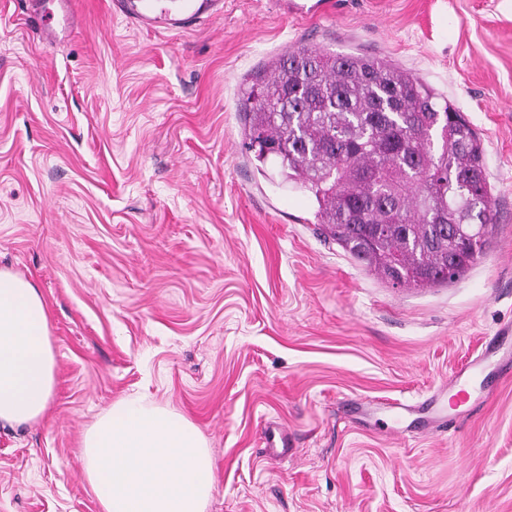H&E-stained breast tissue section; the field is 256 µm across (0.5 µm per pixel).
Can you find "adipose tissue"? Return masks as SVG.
<instances>
[{
  "label": "adipose tissue",
  "instance_id": "1",
  "mask_svg": "<svg viewBox=\"0 0 512 512\" xmlns=\"http://www.w3.org/2000/svg\"><path fill=\"white\" fill-rule=\"evenodd\" d=\"M55 353L38 288L0 268V425L45 418L55 387Z\"/></svg>",
  "mask_w": 512,
  "mask_h": 512
}]
</instances>
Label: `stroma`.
I'll use <instances>...</instances> for the list:
<instances>
[{
    "mask_svg": "<svg viewBox=\"0 0 512 512\" xmlns=\"http://www.w3.org/2000/svg\"><path fill=\"white\" fill-rule=\"evenodd\" d=\"M77 3L50 46L0 0V268L39 288L56 355L47 419L0 427V512H101L83 436L130 396L206 437L207 512H512V343L484 345L512 327V0H224L172 30ZM300 46L392 60L482 139L496 221L462 276L392 286L246 149L242 78ZM476 359L470 412L436 424Z\"/></svg>",
    "mask_w": 512,
    "mask_h": 512,
    "instance_id": "obj_1",
    "label": "stroma"
}]
</instances>
